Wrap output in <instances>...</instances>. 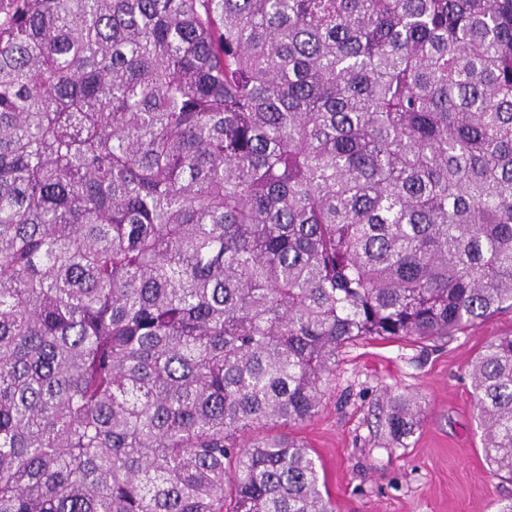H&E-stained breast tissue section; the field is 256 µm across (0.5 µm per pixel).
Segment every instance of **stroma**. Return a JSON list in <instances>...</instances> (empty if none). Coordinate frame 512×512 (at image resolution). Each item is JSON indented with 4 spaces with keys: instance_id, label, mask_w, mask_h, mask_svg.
Here are the masks:
<instances>
[{
    "instance_id": "35a3bbf8",
    "label": "stroma",
    "mask_w": 512,
    "mask_h": 512,
    "mask_svg": "<svg viewBox=\"0 0 512 512\" xmlns=\"http://www.w3.org/2000/svg\"><path fill=\"white\" fill-rule=\"evenodd\" d=\"M495 336H512V310L448 338L367 337L337 350L317 414L292 430L316 452L337 512H494L512 497L485 461L468 376ZM399 395L425 407L401 446L384 421Z\"/></svg>"
}]
</instances>
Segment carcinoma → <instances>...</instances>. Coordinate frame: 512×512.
I'll use <instances>...</instances> for the list:
<instances>
[{"instance_id": "carcinoma-1", "label": "carcinoma", "mask_w": 512, "mask_h": 512, "mask_svg": "<svg viewBox=\"0 0 512 512\" xmlns=\"http://www.w3.org/2000/svg\"><path fill=\"white\" fill-rule=\"evenodd\" d=\"M503 309L512 0H0V512H335L336 350Z\"/></svg>"}]
</instances>
